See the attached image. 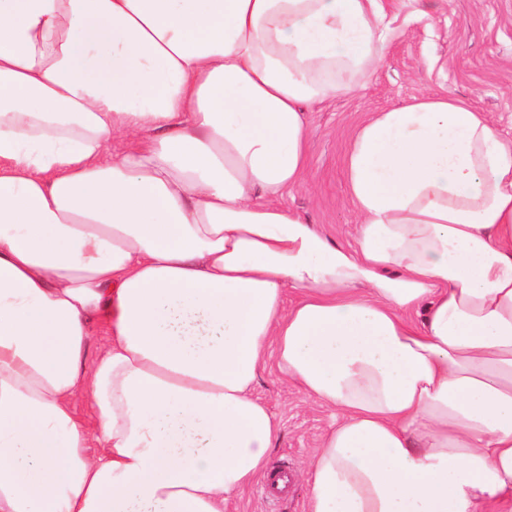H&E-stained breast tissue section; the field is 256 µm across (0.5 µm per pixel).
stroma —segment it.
<instances>
[{
  "label": "stroma",
  "mask_w": 512,
  "mask_h": 512,
  "mask_svg": "<svg viewBox=\"0 0 512 512\" xmlns=\"http://www.w3.org/2000/svg\"><path fill=\"white\" fill-rule=\"evenodd\" d=\"M382 5L392 28L383 58L365 87L337 95L311 113L309 178L285 199L288 208L344 245L352 243L359 224L347 197L344 157L366 114L449 92L512 136V0H448L431 19L417 17L412 0H382ZM254 393L283 424L269 468L294 473L296 480L277 498L264 495L261 482H254L226 512H307L308 486L300 475L330 415L272 365L260 372Z\"/></svg>",
  "instance_id": "35a3bbf8"
}]
</instances>
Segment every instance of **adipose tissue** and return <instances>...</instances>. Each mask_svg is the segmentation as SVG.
<instances>
[{
	"label": "adipose tissue",
	"mask_w": 512,
	"mask_h": 512,
	"mask_svg": "<svg viewBox=\"0 0 512 512\" xmlns=\"http://www.w3.org/2000/svg\"><path fill=\"white\" fill-rule=\"evenodd\" d=\"M388 39L379 0H0V512H224L270 360L331 413L308 512L512 506V139L425 95L350 138L353 244L282 203Z\"/></svg>",
	"instance_id": "ef3b65f1"
}]
</instances>
